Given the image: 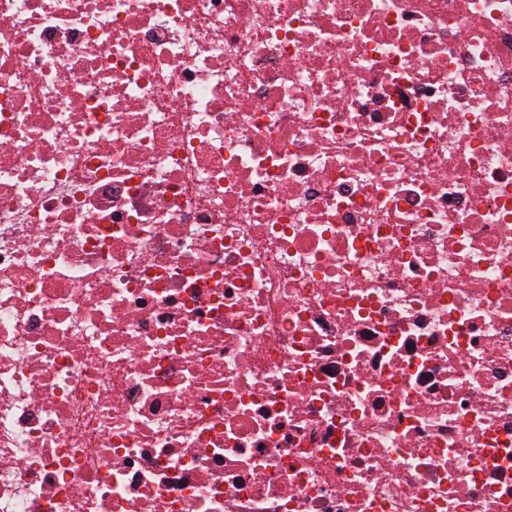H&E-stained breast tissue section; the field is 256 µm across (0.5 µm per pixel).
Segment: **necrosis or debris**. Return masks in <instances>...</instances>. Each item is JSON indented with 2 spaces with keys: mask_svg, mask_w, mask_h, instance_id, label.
<instances>
[{
  "mask_svg": "<svg viewBox=\"0 0 512 512\" xmlns=\"http://www.w3.org/2000/svg\"><path fill=\"white\" fill-rule=\"evenodd\" d=\"M0 512H512V0H0Z\"/></svg>",
  "mask_w": 512,
  "mask_h": 512,
  "instance_id": "4bbe7bcc",
  "label": "necrosis or debris"
}]
</instances>
